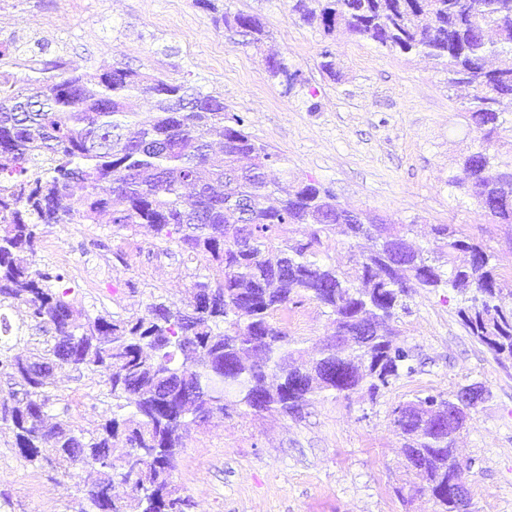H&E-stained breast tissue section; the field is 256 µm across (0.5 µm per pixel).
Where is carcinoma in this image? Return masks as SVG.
Returning a JSON list of instances; mask_svg holds the SVG:
<instances>
[{"instance_id":"carcinoma-1","label":"carcinoma","mask_w":512,"mask_h":512,"mask_svg":"<svg viewBox=\"0 0 512 512\" xmlns=\"http://www.w3.org/2000/svg\"><path fill=\"white\" fill-rule=\"evenodd\" d=\"M299 20L329 37L340 28L376 47L433 62L448 86L466 85L462 111L492 142L512 112V0H290ZM229 40L261 48L270 37L253 14H220ZM13 45L0 42L1 309L23 307L39 338L28 351L0 344V378L24 389L0 407V427L28 463L66 475L92 465L86 512H184L173 472L191 422L244 409L297 418L318 396L372 393L412 372L410 351L386 328L408 310L414 288H450L458 316L498 360L512 361V275L491 246L457 224H436V257L408 239L406 224H350L341 204L313 180L270 177L272 154L224 116V99L185 82L126 68L68 76L18 77L3 70ZM270 77L296 79L285 59L266 57ZM154 100L138 111L139 97ZM465 190L497 224H512V161L485 146L461 156ZM78 208L66 201L73 191ZM77 217L128 229L146 224L162 244L208 260L180 305L151 303L141 316H91L55 284L64 274L30 259L41 227ZM283 224L304 240H281ZM343 236L370 241L363 261L320 262ZM298 298L329 310L335 332L301 369L300 350L278 314ZM105 368L109 412L93 433L50 412L61 401L54 373ZM458 395L419 397L393 409L408 469L426 483L435 512H456L455 481L468 467L455 455L461 423L439 413ZM124 448L114 457V441ZM127 488L112 495L114 484Z\"/></svg>"}]
</instances>
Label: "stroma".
<instances>
[{
    "mask_svg": "<svg viewBox=\"0 0 512 512\" xmlns=\"http://www.w3.org/2000/svg\"><path fill=\"white\" fill-rule=\"evenodd\" d=\"M228 11L258 16L270 46L297 79L273 80L264 56L232 44L198 0H0V42L13 43L10 72L64 74L115 66L185 81L223 97L226 116L281 159L291 177L312 179L345 205L390 224L410 225L428 251L436 224H458L494 248L512 272V227L492 223L477 202L449 184L456 159L478 149L483 132L461 110L464 90L449 89L431 63L337 33L324 37L291 15L288 0H221ZM339 73L319 68L323 50ZM64 270L68 297L91 315H141L154 301L182 302L203 260L163 250L145 227L45 226L34 256ZM458 297L445 288L416 290L395 327L413 355L377 396L316 401L302 417L278 413L216 415L190 427L174 480L187 512H433L429 492L411 480L393 424L398 404L452 396L480 384L456 446L471 465L475 512H512V364L502 365L462 324ZM290 336L314 350L334 332L328 310L307 300L282 315ZM105 371L65 369L56 391L75 428L95 431L108 408ZM0 430V512H80L95 470L66 476L17 457Z\"/></svg>",
    "mask_w": 512,
    "mask_h": 512,
    "instance_id": "35a3bbf8",
    "label": "stroma"
}]
</instances>
